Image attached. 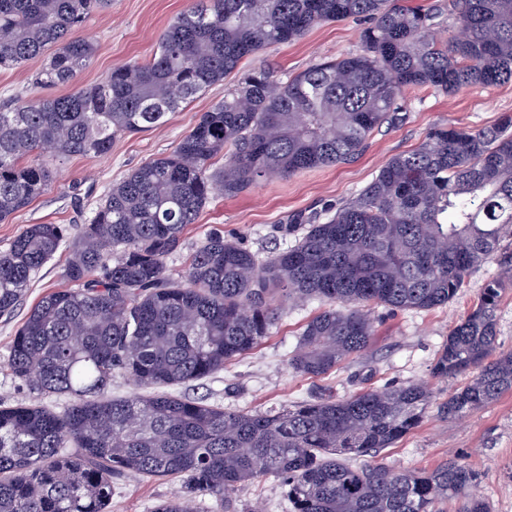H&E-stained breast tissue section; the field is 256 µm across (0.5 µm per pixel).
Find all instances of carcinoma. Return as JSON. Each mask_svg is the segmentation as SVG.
<instances>
[{"label":"carcinoma","instance_id":"carcinoma-1","mask_svg":"<svg viewBox=\"0 0 512 512\" xmlns=\"http://www.w3.org/2000/svg\"><path fill=\"white\" fill-rule=\"evenodd\" d=\"M109 0H0V69L39 59L34 85L72 83L95 54L75 36ZM443 7L403 0H190L146 62L112 69L73 93L0 109V221L51 183L46 163L20 158L100 156L151 128L237 70L240 60L292 42L313 26L363 18L356 53L295 76L239 75L168 155L112 186L90 223L68 240L61 224H30L0 251V315L69 244L65 279L13 337L6 367L57 409L0 404V512H109L129 472L182 478L153 512H193L200 495L224 499L277 478L291 512H488L479 475L458 458L432 470L395 469L378 452L422 423L432 399L419 383L384 384L282 411H228L172 393L112 399L120 373L143 388L201 381L257 347L284 300L317 299L289 359L318 378L360 356L374 330L367 307L431 310L454 299L471 272L500 253L490 280L448 332L431 368L468 377L438 411L460 418L512 389V352H497L502 288L512 282V114L494 127H435L391 157L349 203L260 260L212 234L185 276L166 274L185 228L217 194L236 196L272 176L357 155L410 88L448 94L512 81V0H448L456 25L439 39Z\"/></svg>","mask_w":512,"mask_h":512}]
</instances>
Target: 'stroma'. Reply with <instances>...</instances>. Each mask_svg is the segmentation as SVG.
Wrapping results in <instances>:
<instances>
[{"mask_svg":"<svg viewBox=\"0 0 512 512\" xmlns=\"http://www.w3.org/2000/svg\"><path fill=\"white\" fill-rule=\"evenodd\" d=\"M188 3L189 0H111L107 8L92 13L77 34L93 41L97 51L78 75V84L102 81L112 67L150 59L170 21ZM361 28V22L355 19L321 24L298 40L244 57L239 68L247 71L268 67L280 78L294 75L319 61L358 51ZM39 66V61L34 60L15 69L0 70V103L14 97L61 95L59 87L32 84L31 76ZM224 90L221 83L209 87L169 114L165 122L119 138L106 155L53 160V180L47 189L24 211L0 222V250L7 249L30 224H63L70 236H77L112 185L142 162L171 153L201 113L223 99ZM507 112L512 113V82L455 94L433 88L406 91L395 120L375 129L356 159L263 180L234 197L215 196L196 222L184 230L180 248L166 261V273L172 279H181L189 255L212 233L236 240L262 259L284 250L299 235L297 217L319 215L324 209L346 204L389 158L417 148L434 127H491ZM67 258V248H60L32 277L14 313L0 316L1 402L53 407L67 402L66 396L51 397L32 390L1 365L29 309L46 293L65 287L63 269ZM499 273L497 261L487 260L468 279L466 288L448 304L433 310L400 311L373 306L375 336L370 347L360 357L317 379L295 373L289 368L288 359L304 325L322 311L323 305L316 300L283 304L270 336L257 348L226 363L212 378L174 387L173 392L230 411L254 413L285 409L320 397L345 398L365 385L426 384L432 392L434 408L429 409L413 433L383 449L379 461L405 469L431 470L448 456L460 457L478 472V493L494 512H512V390L466 417L451 419L438 413L436 406L447 398L455 383L431 374L449 329L467 314L484 284ZM181 486L178 477L128 475L115 484L110 512H152L158 501L178 495ZM234 499L237 512H291L273 477L239 487Z\"/></svg>","mask_w":512,"mask_h":512,"instance_id":"1","label":"stroma"}]
</instances>
